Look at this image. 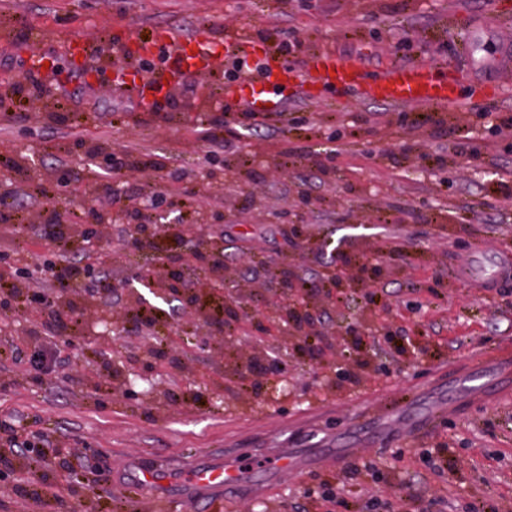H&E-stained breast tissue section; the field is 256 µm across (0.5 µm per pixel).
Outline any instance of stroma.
I'll list each match as a JSON object with an SVG mask.
<instances>
[{
	"label": "stroma",
	"mask_w": 512,
	"mask_h": 512,
	"mask_svg": "<svg viewBox=\"0 0 512 512\" xmlns=\"http://www.w3.org/2000/svg\"><path fill=\"white\" fill-rule=\"evenodd\" d=\"M168 27L241 41L267 33L269 55L299 71L317 52L376 72L433 63L446 68L465 104L439 109L448 128L436 131L423 123L424 107L288 85L277 89L286 119L251 126L227 109L223 90L232 81L221 62L198 76L192 98L174 83L170 92L181 102L158 116L154 96L130 95L118 73L124 50ZM292 37L303 49L284 55L278 45ZM73 40L93 45L94 74L70 65ZM511 46L512 0H0V198L24 182L43 192L15 202L17 223H0V254L27 250L36 267L58 261L41 227L42 212L56 211L70 227L68 260L96 259L118 299L107 305L85 282L60 294L81 323L52 336L36 335L37 313L0 306V346L13 350L0 361V427L39 432L51 443L38 469L19 455L0 463L11 473L0 481V512H154L151 492L131 488V466L178 472L221 457L256 469L285 450L345 437L360 412L397 394L415 397L405 407L414 412L435 400L439 385L464 375L472 357H493L512 342V281L483 291L455 278L481 246L512 252V137L496 132L502 114L512 113V59L504 56ZM38 52L53 53L57 67L40 72L47 93L27 109L14 90ZM65 112L82 113L81 126L59 125ZM213 114L233 131L216 152L207 141ZM405 115L412 131L392 138ZM457 141L481 161L452 155L433 163ZM122 149L155 168L116 172L99 164L100 155ZM333 150L334 170H319ZM158 193L199 237L222 241L226 269L257 323L281 312L279 260L311 285L337 251L383 269L356 274L343 301L313 299L329 345L321 359L297 349L293 328L265 338L216 331L209 313L224 300L193 267L180 276L199 284L206 309L179 302L140 331L131 318L140 305L121 284L132 268L157 269L155 251L127 246L121 217L101 225L96 250L86 249L71 227L84 208L64 199L108 196L118 211L128 199L143 206ZM293 222L303 226L304 245L277 233ZM38 346L57 362L34 378L25 362ZM158 347L166 357L152 393L125 396L121 369L139 367ZM103 351L117 372H104ZM275 351L287 355L289 383L272 402L243 371ZM356 451L374 464L368 477H346L326 458L265 495L243 492L232 512H358L372 491L395 512H419L438 496L441 512H512V392L498 401L460 398L419 435L361 441ZM430 458L443 473L427 466ZM43 477L61 488V501L36 506L19 496Z\"/></svg>",
	"instance_id": "stroma-1"
}]
</instances>
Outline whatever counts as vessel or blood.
Returning a JSON list of instances; mask_svg holds the SVG:
<instances>
[{"instance_id":"b4317fda","label":"vessel or blood","mask_w":512,"mask_h":512,"mask_svg":"<svg viewBox=\"0 0 512 512\" xmlns=\"http://www.w3.org/2000/svg\"><path fill=\"white\" fill-rule=\"evenodd\" d=\"M155 44L166 51L176 71L184 75H198L212 67L221 57L232 54L263 57L267 51L262 42H242L233 38H221L208 30L190 35L171 28L160 29ZM298 84L319 83L343 90L357 89L369 99L386 105L411 104L431 107H460L463 98L455 83L439 75L430 64L413 62L394 66L384 72L371 74L353 59L336 54L312 55L306 67L297 74H289L287 68L266 69L261 78H243L231 91L232 100L244 111L263 112L278 109L273 89L287 78ZM489 268L474 262H466L456 269V278L477 288H497L512 279V255L493 248H486ZM487 366L481 357H473L468 376L457 382L456 387L464 394L483 398L489 393L484 383ZM306 459L282 456L264 469L262 482L253 481L247 471L239 466L213 462L199 467L179 478L154 469H140L133 475V484L160 495L162 500L175 498L193 505L203 506L205 512H219L223 503L237 498L242 490L260 491L262 486L276 482L282 473H303Z\"/></svg>"}]
</instances>
